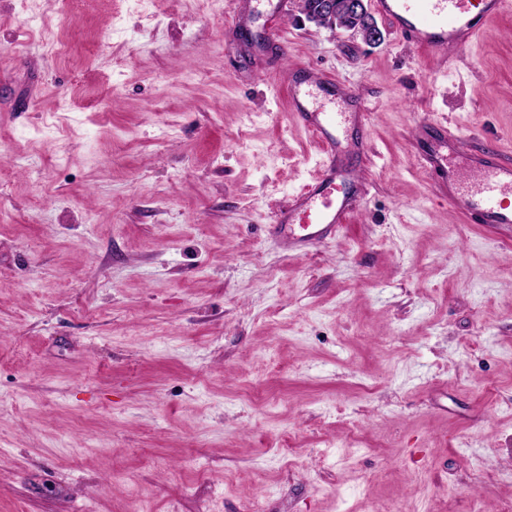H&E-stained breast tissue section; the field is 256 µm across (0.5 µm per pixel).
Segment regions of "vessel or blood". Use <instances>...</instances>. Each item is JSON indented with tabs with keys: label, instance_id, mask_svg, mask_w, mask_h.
<instances>
[{
	"label": "vessel or blood",
	"instance_id": "b4317fda",
	"mask_svg": "<svg viewBox=\"0 0 512 512\" xmlns=\"http://www.w3.org/2000/svg\"><path fill=\"white\" fill-rule=\"evenodd\" d=\"M373 4L392 21L400 39L451 57L471 48L488 25L512 10V0H373ZM314 87L335 101V110L315 105L310 93ZM290 96L297 122L324 148L320 179L296 194L273 226L288 249L295 251L334 237L350 212L353 198L338 194L336 188V171L343 160L335 132L350 119L365 126L366 115L331 73L294 74ZM456 141L455 130L433 126L416 156L418 164L447 183L445 200L468 223L511 225L512 162L490 147L466 158L464 167L451 165L446 152Z\"/></svg>",
	"mask_w": 512,
	"mask_h": 512
}]
</instances>
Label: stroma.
Here are the masks:
<instances>
[{
	"label": "stroma",
	"instance_id": "1",
	"mask_svg": "<svg viewBox=\"0 0 512 512\" xmlns=\"http://www.w3.org/2000/svg\"><path fill=\"white\" fill-rule=\"evenodd\" d=\"M297 13L290 70L368 108L306 253L269 232L322 147L268 0H0V512L512 507V227L415 157L442 123L512 158V13L452 66Z\"/></svg>",
	"mask_w": 512,
	"mask_h": 512
}]
</instances>
